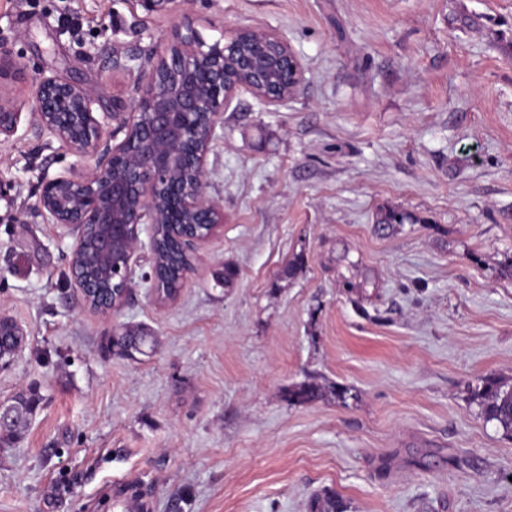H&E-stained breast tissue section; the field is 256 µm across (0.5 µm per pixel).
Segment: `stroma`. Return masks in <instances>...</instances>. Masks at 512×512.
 I'll list each match as a JSON object with an SVG mask.
<instances>
[{
  "instance_id": "1",
  "label": "stroma",
  "mask_w": 512,
  "mask_h": 512,
  "mask_svg": "<svg viewBox=\"0 0 512 512\" xmlns=\"http://www.w3.org/2000/svg\"><path fill=\"white\" fill-rule=\"evenodd\" d=\"M186 14L209 43L276 31L301 87L226 106L206 159L223 232L167 305L141 241L106 317L38 209L43 176L93 158L26 114L0 143V315L26 331L0 401L43 397L0 441V512H512V433L477 396L512 387V0H0L29 75L12 93L60 73L111 111ZM120 327L149 354L108 349ZM312 378L345 401L290 402Z\"/></svg>"
}]
</instances>
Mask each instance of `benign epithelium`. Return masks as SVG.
I'll list each match as a JSON object with an SVG mask.
<instances>
[{
    "label": "benign epithelium",
    "mask_w": 512,
    "mask_h": 512,
    "mask_svg": "<svg viewBox=\"0 0 512 512\" xmlns=\"http://www.w3.org/2000/svg\"><path fill=\"white\" fill-rule=\"evenodd\" d=\"M24 65L0 43V136H13L21 112L12 83ZM302 66L275 31L238 27L207 43L189 15L150 58L129 104L100 112L95 91L69 77L32 78L31 117L78 156L95 157L83 173H61L40 183L38 208L46 221L74 238L69 280L93 312L108 315L132 287L140 234L164 228L191 256L224 224V209L207 193L206 158L224 107L241 91L268 106L297 92ZM121 141H116L119 134Z\"/></svg>",
    "instance_id": "1"
}]
</instances>
